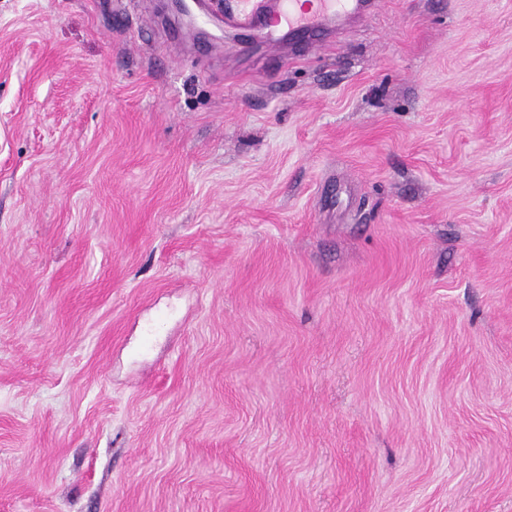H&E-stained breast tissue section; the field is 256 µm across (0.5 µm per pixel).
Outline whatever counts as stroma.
<instances>
[{
    "mask_svg": "<svg viewBox=\"0 0 512 512\" xmlns=\"http://www.w3.org/2000/svg\"><path fill=\"white\" fill-rule=\"evenodd\" d=\"M171 4L0 0V512H512V0ZM379 4V0H225L223 25L243 46L260 41L274 54L282 45L295 46L298 39L313 41Z\"/></svg>",
    "mask_w": 512,
    "mask_h": 512,
    "instance_id": "stroma-1",
    "label": "stroma"
}]
</instances>
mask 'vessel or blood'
<instances>
[{"mask_svg": "<svg viewBox=\"0 0 512 512\" xmlns=\"http://www.w3.org/2000/svg\"><path fill=\"white\" fill-rule=\"evenodd\" d=\"M378 5L379 0H224L223 25L242 45L260 41L273 54L282 45L315 40Z\"/></svg>", "mask_w": 512, "mask_h": 512, "instance_id": "b4317fda", "label": "vessel or blood"}]
</instances>
